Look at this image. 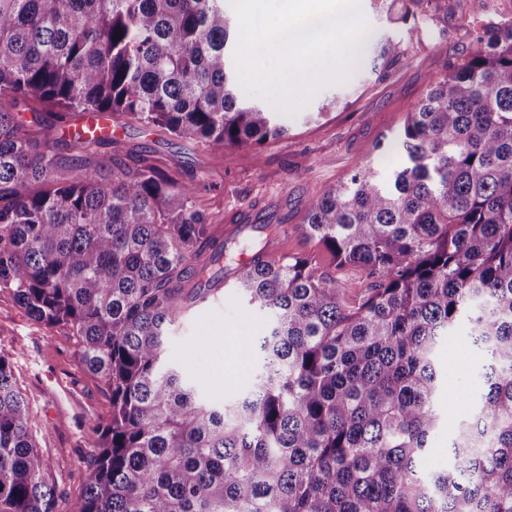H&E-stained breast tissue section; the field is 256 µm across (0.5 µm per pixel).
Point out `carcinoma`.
I'll use <instances>...</instances> for the list:
<instances>
[{
    "instance_id": "obj_1",
    "label": "carcinoma",
    "mask_w": 512,
    "mask_h": 512,
    "mask_svg": "<svg viewBox=\"0 0 512 512\" xmlns=\"http://www.w3.org/2000/svg\"><path fill=\"white\" fill-rule=\"evenodd\" d=\"M224 0H0V291L75 338L111 413L90 424L66 512H512V21L483 27L370 164L310 200L302 233L333 256L278 254L283 224L222 239L195 185L144 156L82 163L110 137L47 149L70 112L124 116L221 153L287 132L229 76ZM374 66L397 45L363 39ZM31 111L32 120L16 108ZM247 255L248 260L239 261ZM368 288L350 297L344 270ZM233 274L269 315L252 388L207 400L165 363L171 327ZM485 392L423 471L439 427L438 353L458 328ZM34 418L0 355V512H58Z\"/></svg>"
}]
</instances>
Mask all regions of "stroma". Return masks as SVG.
<instances>
[{
    "label": "stroma",
    "mask_w": 512,
    "mask_h": 512,
    "mask_svg": "<svg viewBox=\"0 0 512 512\" xmlns=\"http://www.w3.org/2000/svg\"><path fill=\"white\" fill-rule=\"evenodd\" d=\"M406 7V23L396 25L376 0H362L368 27L397 43L398 56L379 71L355 64L349 80L321 88L295 115L282 116L287 132L280 138L214 153L116 115L119 146L95 147L85 163L108 169L114 155L128 159L147 152L175 180L205 172L209 187L196 195L195 204L215 216L216 234L239 235L238 215L245 210L249 224L287 225L282 254L310 255L330 266L332 255L301 233L307 202L349 177L378 140L397 130L431 79L448 73L481 26L512 20V0H406ZM266 329L265 314L225 288L176 322L165 357L206 399L232 404L253 382L259 367L255 340ZM0 355L12 362L32 411L40 469L55 482L59 503L76 499L90 454L88 427L109 416L103 384L81 368L71 336L32 320L6 292H0ZM487 362L465 331L443 347L437 396L441 426L424 468L446 466L448 432L483 392Z\"/></svg>",
    "instance_id": "1"
}]
</instances>
